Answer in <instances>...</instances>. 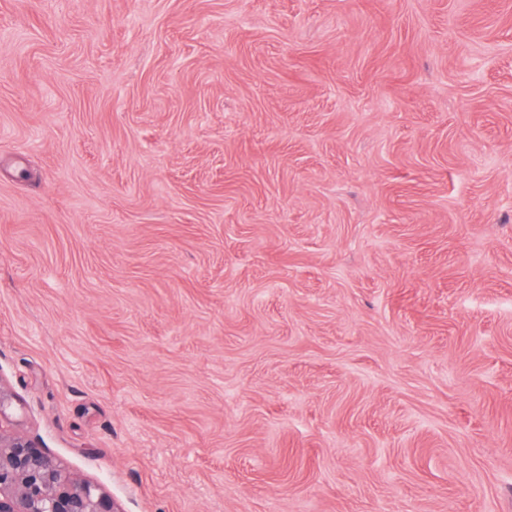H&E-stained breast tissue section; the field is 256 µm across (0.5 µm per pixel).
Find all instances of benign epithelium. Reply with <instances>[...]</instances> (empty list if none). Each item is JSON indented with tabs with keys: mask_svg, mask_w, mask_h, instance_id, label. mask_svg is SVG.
Listing matches in <instances>:
<instances>
[{
	"mask_svg": "<svg viewBox=\"0 0 512 512\" xmlns=\"http://www.w3.org/2000/svg\"><path fill=\"white\" fill-rule=\"evenodd\" d=\"M0 512H121L97 484L53 461L29 437L0 429Z\"/></svg>",
	"mask_w": 512,
	"mask_h": 512,
	"instance_id": "1",
	"label": "benign epithelium"
}]
</instances>
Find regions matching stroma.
I'll use <instances>...</instances> for the list:
<instances>
[{
	"label": "stroma",
	"mask_w": 512,
	"mask_h": 512,
	"mask_svg": "<svg viewBox=\"0 0 512 512\" xmlns=\"http://www.w3.org/2000/svg\"><path fill=\"white\" fill-rule=\"evenodd\" d=\"M0 387L123 512H512V0H0Z\"/></svg>",
	"instance_id": "35a3bbf8"
}]
</instances>
